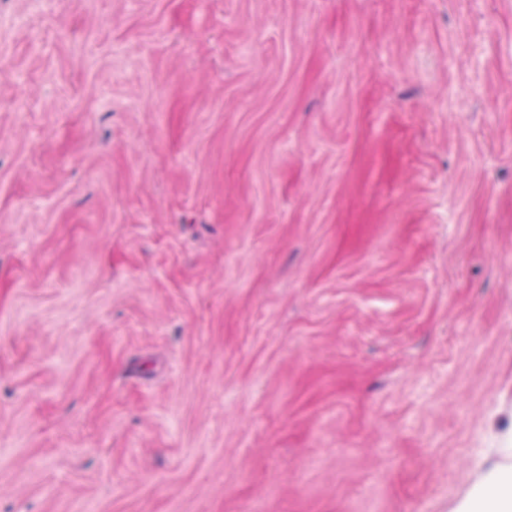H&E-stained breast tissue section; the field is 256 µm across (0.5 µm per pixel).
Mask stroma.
<instances>
[{
    "instance_id": "35a3bbf8",
    "label": "stroma",
    "mask_w": 512,
    "mask_h": 512,
    "mask_svg": "<svg viewBox=\"0 0 512 512\" xmlns=\"http://www.w3.org/2000/svg\"><path fill=\"white\" fill-rule=\"evenodd\" d=\"M512 446V0H0V512H454Z\"/></svg>"
}]
</instances>
